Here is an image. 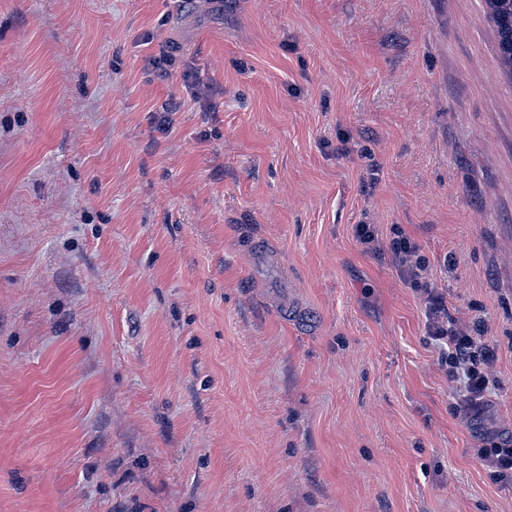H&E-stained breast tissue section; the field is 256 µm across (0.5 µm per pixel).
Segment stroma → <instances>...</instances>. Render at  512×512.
I'll return each mask as SVG.
<instances>
[{"label":"stroma","mask_w":512,"mask_h":512,"mask_svg":"<svg viewBox=\"0 0 512 512\" xmlns=\"http://www.w3.org/2000/svg\"><path fill=\"white\" fill-rule=\"evenodd\" d=\"M359 224L481 325L479 424ZM509 436L484 0H0V512H512L478 455Z\"/></svg>","instance_id":"obj_1"}]
</instances>
